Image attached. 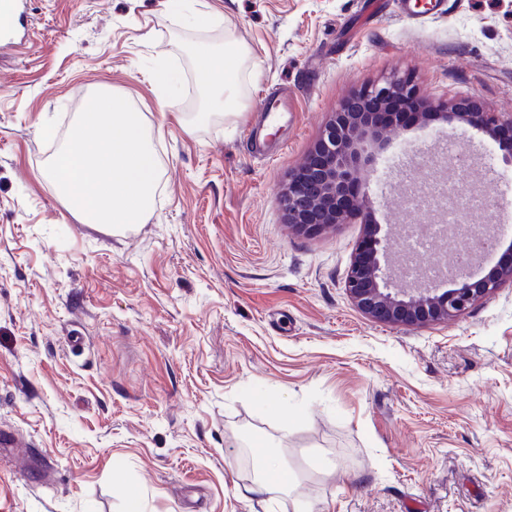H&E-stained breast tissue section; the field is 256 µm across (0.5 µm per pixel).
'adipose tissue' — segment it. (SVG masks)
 I'll list each match as a JSON object with an SVG mask.
<instances>
[{
	"mask_svg": "<svg viewBox=\"0 0 512 512\" xmlns=\"http://www.w3.org/2000/svg\"><path fill=\"white\" fill-rule=\"evenodd\" d=\"M244 52L233 34H225L221 52L200 56L194 65V79L197 86L209 96L207 109L194 113L191 124L205 123L212 109H236L239 90L237 74ZM254 460L257 464L258 478L251 488L253 494L262 496L271 492L290 491L296 481L288 466L271 461L266 450H259Z\"/></svg>",
	"mask_w": 512,
	"mask_h": 512,
	"instance_id": "adipose-tissue-1",
	"label": "adipose tissue"
}]
</instances>
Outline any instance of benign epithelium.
<instances>
[{
  "label": "benign epithelium",
  "instance_id": "benign-epithelium-1",
  "mask_svg": "<svg viewBox=\"0 0 512 512\" xmlns=\"http://www.w3.org/2000/svg\"><path fill=\"white\" fill-rule=\"evenodd\" d=\"M394 101H405L418 111L431 109L406 77L368 85L345 98L337 109V119L325 127L306 160L289 175L281 205L286 223L304 235L339 223L366 225L345 280V288L360 312L395 327L447 322L494 294L504 282L512 281V256L475 279L468 270L467 256L479 241L473 234L463 233L450 243L461 258L449 273L455 287L443 290L420 278L412 288L394 292L387 288L390 274L384 258L389 243L379 237L380 225L371 223L369 213L356 202L361 197L360 145L385 128V107ZM443 117L450 123L466 121L484 129L502 155L512 160V116L504 118L477 101L461 99Z\"/></svg>",
  "mask_w": 512,
  "mask_h": 512
}]
</instances>
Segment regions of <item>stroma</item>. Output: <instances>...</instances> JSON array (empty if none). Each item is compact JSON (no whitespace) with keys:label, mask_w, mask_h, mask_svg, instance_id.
Returning <instances> with one entry per match:
<instances>
[{"label":"stroma","mask_w":512,"mask_h":512,"mask_svg":"<svg viewBox=\"0 0 512 512\" xmlns=\"http://www.w3.org/2000/svg\"><path fill=\"white\" fill-rule=\"evenodd\" d=\"M0 49V429L45 478L0 452V512H512V282L448 323L392 327L345 288L364 236L286 224L281 194L339 103L411 76L433 102L512 114V0H27ZM219 14L201 28L192 11ZM245 47L240 114L205 105L196 54L225 29ZM175 73L176 85L161 71ZM130 98L162 171L143 223H82L46 172L84 100ZM288 99L251 155L257 107ZM364 199L382 235L444 224L411 208L422 183L461 184L462 218L512 228V164L482 128L435 116L366 143ZM415 156L410 177L391 160ZM470 159L467 169L457 155ZM274 444L295 489L250 493Z\"/></svg>","instance_id":"35a3bbf8"}]
</instances>
